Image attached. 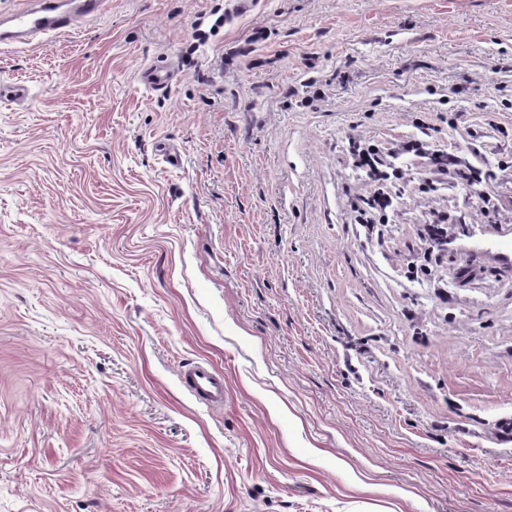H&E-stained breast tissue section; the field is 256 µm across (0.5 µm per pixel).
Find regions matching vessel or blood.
Returning <instances> with one entry per match:
<instances>
[{
    "instance_id": "b4317fda",
    "label": "vessel or blood",
    "mask_w": 512,
    "mask_h": 512,
    "mask_svg": "<svg viewBox=\"0 0 512 512\" xmlns=\"http://www.w3.org/2000/svg\"><path fill=\"white\" fill-rule=\"evenodd\" d=\"M107 0H32L31 4L0 14V45H24L82 22L98 18ZM174 72L170 64L154 63L139 73L140 82L148 87L168 84ZM189 391L211 405L224 403V379L203 364L188 367L182 374Z\"/></svg>"
}]
</instances>
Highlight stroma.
Segmentation results:
<instances>
[{
	"mask_svg": "<svg viewBox=\"0 0 512 512\" xmlns=\"http://www.w3.org/2000/svg\"><path fill=\"white\" fill-rule=\"evenodd\" d=\"M2 81L0 512H512V223L412 279L420 160L344 208L425 120L512 208V0H109ZM174 72L170 64L154 63L143 68L139 73L140 82L147 87H156L168 84ZM352 165L364 171L371 183L378 187L368 196L348 197L347 210L355 224H385L387 209L392 207V196L386 191L388 184L403 180L406 172L396 165L401 155H413L422 161L418 183L420 193H426L434 184L450 178L465 188L483 182L486 172L470 163L461 164L458 157L444 149H434L419 140L402 141L386 151L361 137L349 140ZM189 391L197 398L211 405L224 404V378L204 364L188 367L182 374Z\"/></svg>",
	"mask_w": 512,
	"mask_h": 512,
	"instance_id": "35a3bbf8",
	"label": "stroma"
}]
</instances>
